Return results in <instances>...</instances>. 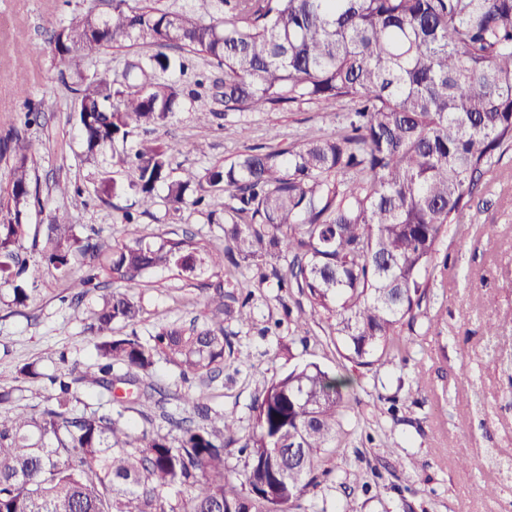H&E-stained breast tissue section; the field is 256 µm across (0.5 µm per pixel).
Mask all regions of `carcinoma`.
I'll return each instance as SVG.
<instances>
[{"mask_svg": "<svg viewBox=\"0 0 512 512\" xmlns=\"http://www.w3.org/2000/svg\"><path fill=\"white\" fill-rule=\"evenodd\" d=\"M208 16L112 0V13L88 10L49 20L54 55L76 78L73 119L86 156L124 143L136 129L167 124L181 90L165 75L185 62L158 53L128 64L122 79L90 70L89 52L116 44L176 43L224 68V112H259L310 100L350 104L336 135L288 151L273 146L236 155L204 172L174 175L163 146L145 140L128 163L138 172L127 189L148 205L158 190L176 209L207 205L206 187L224 185V240L213 249L195 234L136 239L104 252L90 235L55 211L47 224H26L44 210L29 163L39 140L0 142L9 161L0 195V306L25 307L28 284L43 267L71 281L79 300L99 287L138 283L175 270L191 281L213 279L204 296L209 321L159 326L146 339L117 335L143 307L121 293L102 294L85 318L96 338L94 363L78 373L44 374L18 365L0 404V512H290L319 485L318 455L336 441L351 379L315 364L273 377L252 404L253 427L242 435L234 417L181 400L195 423L166 409V395L146 381L163 361L212 381L235 355L224 322L252 321L250 295L224 292V261L264 266L259 284L274 281L299 313L335 320L330 333L358 367L393 363L405 348L398 334L421 315L441 229L465 223L481 176L512 141V0H211ZM107 179L98 197L126 189ZM74 207L84 191L57 181ZM40 254L22 257L25 245ZM40 380L51 394L41 408L15 403V383ZM155 410L169 429H138L97 403L78 412V390L98 399ZM239 445L245 479L228 475L224 450ZM172 488L183 497L173 503Z\"/></svg>", "mask_w": 512, "mask_h": 512, "instance_id": "carcinoma-1", "label": "carcinoma"}]
</instances>
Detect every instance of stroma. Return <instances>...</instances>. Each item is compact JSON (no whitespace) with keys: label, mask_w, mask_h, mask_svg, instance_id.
<instances>
[{"label":"stroma","mask_w":512,"mask_h":512,"mask_svg":"<svg viewBox=\"0 0 512 512\" xmlns=\"http://www.w3.org/2000/svg\"><path fill=\"white\" fill-rule=\"evenodd\" d=\"M90 7L104 15L112 0H0V139L18 131L43 143L32 168L48 205L46 212L30 214L28 223H47L50 211L67 207L54 192L55 181L61 180L88 196V206L72 210L71 221L95 230L104 247L190 231L224 248L229 197L223 189H210L208 209L176 210L159 201L135 224L123 220L124 210L135 206L133 195L107 204L96 198L101 179L125 184L134 172L114 164L108 153L95 162L86 160L70 119L75 95L60 75L44 28L46 18L66 19ZM19 45L30 49L21 61L14 54ZM157 51L148 42L101 49L92 54L90 66L118 74L127 61ZM223 76L213 60L194 54L186 72L170 73V81L184 91L200 90L208 108L219 114L212 124L200 125L196 104L187 99L167 126L154 131L174 164L201 172L250 148L269 146L270 131L278 132L279 148L288 149L334 135L346 123L349 107L336 101L225 112L213 87ZM31 107L42 117L28 127L24 114ZM199 141L206 143L205 152L194 150ZM466 221L493 225L494 233L478 239L445 226L429 297L418 321L399 328L409 347L389 366L362 368L343 358L326 315L296 326L279 303L277 288L258 285L254 270L225 274V291L251 293L253 315L249 325H224L240 359L226 364L213 383L207 399L213 410L234 416L245 434L252 428L253 400L274 376L314 363L353 380L336 445L321 453L326 474L305 495L303 512H507L512 506V480L502 481L497 497L483 493L495 465L512 457V350L502 345L512 337V293L502 287L512 280V144L500 148L484 173ZM207 284L204 277L188 282L164 271L127 286V294L144 309L137 334L148 337L171 321L204 320L199 300ZM68 293V281L50 269L28 308H0V377L10 378L23 362H37L48 374L93 363L94 338L83 330L89 306L67 302ZM433 317L439 318L440 331L429 330ZM489 322L499 325V335H487ZM459 448L470 453L471 468L457 467Z\"/></svg>","instance_id":"1"}]
</instances>
